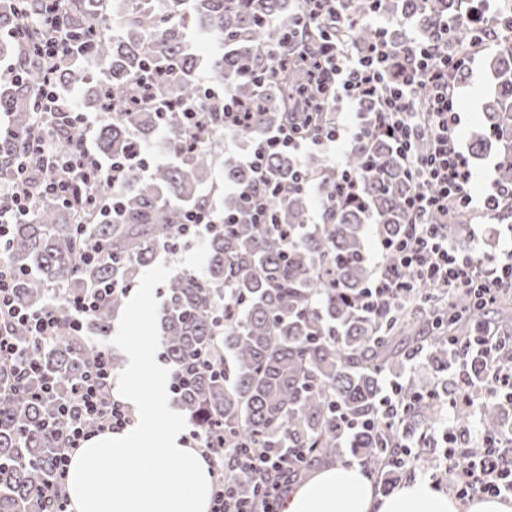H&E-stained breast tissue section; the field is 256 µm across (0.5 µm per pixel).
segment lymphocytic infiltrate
<instances>
[{
  "mask_svg": "<svg viewBox=\"0 0 512 512\" xmlns=\"http://www.w3.org/2000/svg\"><path fill=\"white\" fill-rule=\"evenodd\" d=\"M321 24L327 28L354 31L373 28L374 41L367 49L355 52L347 44L323 38L319 48V77L334 89V98L352 113L334 119L313 136L302 134L307 121L304 86L296 88V103L281 125L242 155L241 164L257 176V185L240 188L257 224L270 223L267 193L287 194L285 186L273 183L266 158L285 153L302 159L304 152L332 154L337 141L358 145L365 140H386L405 166L413 185L406 200L409 221L400 237L378 242L380 254L394 256L396 263L380 268L357 297V306L375 313L410 294V278L441 282L455 291L471 295L479 307L492 308L502 288L512 287V247L498 257L481 254L478 248L459 249L450 244L446 219L450 213L464 211L501 212L512 209V191L491 184L482 195L473 192L474 169L469 153L458 143L456 128L460 116L455 109V88L448 80L453 70L468 69L475 52L487 49L498 38L496 22L440 21V40L427 42L408 37L409 55L398 60L390 41V24L383 21L377 7L359 8L357 0H308L300 28ZM205 96L224 110V134L236 141L249 119L248 105L231 92L206 88ZM96 112L73 110L68 116L69 141L62 148V162L75 181L84 184L120 185L127 176L122 162L102 164L90 143L91 133L100 122ZM431 139L427 153H418L420 135ZM55 131L46 127L28 139L17 166V176L8 185L0 184V211L23 221L30 213L34 193L66 196L67 187L54 183L48 172L46 150L56 148ZM15 272L0 265V318L27 326L38 339L57 335L61 327L81 333L88 317L95 312L113 288L106 285L92 292L66 297L71 309L68 323H61L53 306L33 310L17 307L13 298ZM466 348L483 360L490 381L488 399L512 398V351L480 336L465 340ZM112 376L109 359H99L88 369L53 418L62 443L54 458L57 479L46 494L64 502V479L69 453L89 436L91 430L120 429L130 421L126 407L113 400L107 382ZM191 436L208 457L217 476L211 512H282L293 485L301 474L298 455L271 454L264 448H225L209 433L193 430ZM470 458L459 461L454 449L444 453V470L459 498L475 493L512 495V437L481 436ZM252 478V496L240 495L236 478Z\"/></svg>",
  "mask_w": 512,
  "mask_h": 512,
  "instance_id": "f902f5d3",
  "label": "lymphocytic infiltrate"
}]
</instances>
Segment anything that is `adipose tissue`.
Wrapping results in <instances>:
<instances>
[{"mask_svg": "<svg viewBox=\"0 0 512 512\" xmlns=\"http://www.w3.org/2000/svg\"><path fill=\"white\" fill-rule=\"evenodd\" d=\"M146 381L156 403H163L166 377L149 372L142 356L125 369L122 398L138 405ZM155 422L154 408L141 409L131 426L94 434L72 452L67 488L72 512H210L208 458L182 438L179 419L160 429ZM284 512H512V501L477 497L463 510L422 478L382 494L358 466L335 464L295 487Z\"/></svg>", "mask_w": 512, "mask_h": 512, "instance_id": "ef3b65f1", "label": "adipose tissue"}]
</instances>
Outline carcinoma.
I'll use <instances>...</instances> for the list:
<instances>
[{"label":"carcinoma","instance_id":"carcinoma-1","mask_svg":"<svg viewBox=\"0 0 512 512\" xmlns=\"http://www.w3.org/2000/svg\"><path fill=\"white\" fill-rule=\"evenodd\" d=\"M464 0H382L380 10L416 21L433 39L441 17L462 14ZM303 0H0V29L8 42L0 53L19 60L14 73L0 74V112L10 113V131L0 134V183L16 175L22 139L52 124L66 128L58 108L70 105L61 89L81 83L80 108L105 113L98 136L102 159L127 158L126 181L74 186L68 203L37 196L32 211L10 226L3 261L15 271L14 299L23 308L45 304L50 289L79 295L106 283L116 291L87 322V332L110 335L114 312L124 303V286L150 265L160 246L174 249L184 213L213 204L215 191L203 185L209 172L224 168V183L246 186L253 171L223 160L212 140L224 134V112L205 100L197 68L238 98L253 103V118L239 136L253 141L276 128L288 110V93L298 69L295 53L320 38L319 29L297 37ZM204 33L217 45L207 61L190 46L188 31ZM59 42V55L91 48L97 70L77 76L65 63L50 73L41 46ZM495 91L484 103L488 127L509 141L495 170L502 188L512 187V54L496 51ZM60 94L55 115L44 108L43 91ZM194 107L210 129L197 144L181 134L182 111ZM168 130L172 159L149 174L139 172L135 144ZM343 165L361 174L354 201L336 200L334 165L312 153L304 166L282 154L268 164L273 181L290 186L288 196L270 195L272 224H254L244 200L224 196V212L237 222L208 236L202 273H183L168 282L158 312L164 361L177 372L196 365L193 378L175 392L181 409L200 428L224 432V447L247 443L281 453L305 452L314 467L336 456L346 429L340 415L377 419L382 374L397 373L429 343L435 377L420 389H402L398 422L351 434L364 466L389 473L402 442L423 453L436 420V405L460 388L482 397L486 370L475 353L449 343L480 326L485 310L463 291L447 304L417 314L412 303L429 295L441 299L442 284L419 286L412 302L379 315L358 310L355 298L373 275L365 260L367 216L380 239L396 238L407 224L405 200L412 184L390 145L371 139L350 148ZM310 176L321 197L320 223H311ZM117 193V213L101 214L100 199ZM94 246L97 257L83 254ZM18 348L16 365H35L18 376L0 364V391L24 388L0 398V512H54L41 488L54 480L60 441L47 421L102 351L87 337L62 331L38 343L17 324L0 322ZM51 382L54 401L37 396ZM501 403L482 402L483 432H502Z\"/></svg>","mask_w":512,"mask_h":512}]
</instances>
